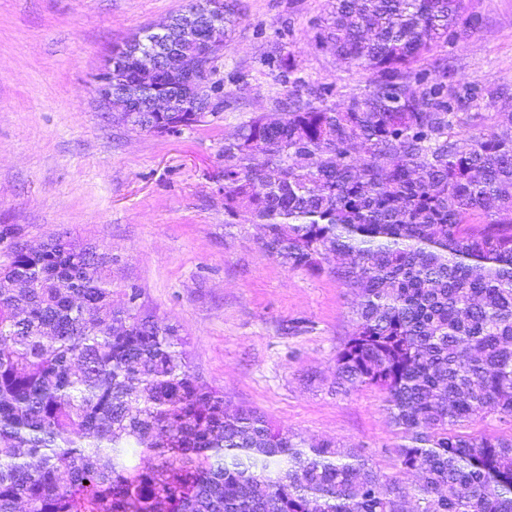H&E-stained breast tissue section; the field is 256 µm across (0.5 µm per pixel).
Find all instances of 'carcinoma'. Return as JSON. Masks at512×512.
Returning a JSON list of instances; mask_svg holds the SVG:
<instances>
[{
  "label": "carcinoma",
  "mask_w": 512,
  "mask_h": 512,
  "mask_svg": "<svg viewBox=\"0 0 512 512\" xmlns=\"http://www.w3.org/2000/svg\"><path fill=\"white\" fill-rule=\"evenodd\" d=\"M237 23L224 3L218 41ZM460 0H333L319 46L374 73L330 105L324 84L275 99L224 139V216L263 229L262 249L336 277L355 297L336 389L386 394L409 494L357 449L309 443L191 368L176 329L112 288V259L0 229V512H512V128L464 136L477 88L427 57L474 30ZM268 64L285 83L291 53ZM174 112L129 129L199 123L177 76ZM155 459L144 468L139 460ZM509 477L488 489L494 474Z\"/></svg>",
  "instance_id": "obj_1"
}]
</instances>
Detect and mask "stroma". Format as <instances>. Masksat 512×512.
Masks as SVG:
<instances>
[{
	"instance_id": "35a3bbf8",
	"label": "stroma",
	"mask_w": 512,
	"mask_h": 512,
	"mask_svg": "<svg viewBox=\"0 0 512 512\" xmlns=\"http://www.w3.org/2000/svg\"><path fill=\"white\" fill-rule=\"evenodd\" d=\"M189 0H0V226L37 247L54 238L112 255V284L134 285L176 327L192 367L230 408H254L310 441L360 449L397 474L399 429L373 387L336 391L334 358L352 331L353 297L335 277L265 253L258 225L224 221V139L268 112L286 84L278 48L330 103L362 93L371 73L316 49L328 0H236L240 18L209 76L227 104L178 134L113 124L95 76L113 46ZM480 28L442 48L463 82L498 92L460 115L473 133L512 124V0H464Z\"/></svg>"
}]
</instances>
